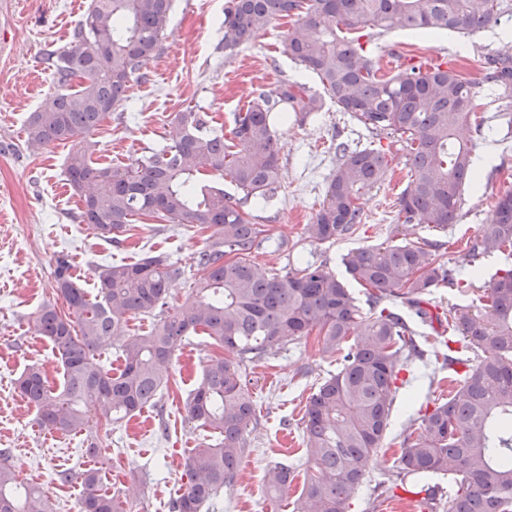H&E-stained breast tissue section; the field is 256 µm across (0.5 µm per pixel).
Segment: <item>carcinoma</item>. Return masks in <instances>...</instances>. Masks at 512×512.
Instances as JSON below:
<instances>
[{"mask_svg":"<svg viewBox=\"0 0 512 512\" xmlns=\"http://www.w3.org/2000/svg\"><path fill=\"white\" fill-rule=\"evenodd\" d=\"M171 0H91L68 43L44 54L55 92L26 122L27 146L73 143L66 180L82 202L81 221L119 241L126 226L152 216L171 224L214 229L198 256L199 278L182 305L167 302L168 283L180 267L158 254L134 263L95 268L92 300L73 277L65 256L56 261L55 290L63 308L46 304L33 320L36 333L62 362L60 390L30 367L16 381L40 425L70 433L91 427L100 404L112 422L154 403L174 352L202 334L224 348L209 358L185 404L186 416L218 435L194 451L189 482L171 512H200L237 474L244 435L256 419L242 365L317 333L322 352L339 355L305 406L307 454L314 473L305 477L294 512H346L373 458L383 447L397 380L411 356H423L399 309L433 322L422 308L434 288L464 287L482 277L479 259L512 249V191L498 197L492 222L468 251L467 277L438 263L431 241H401L358 248L342 258L351 280L369 290L361 314L344 282L323 265L306 262L284 274L259 273L251 254L263 230L244 208L280 187V152L273 116L292 112L299 122L321 111L323 97L286 80L260 91L234 113L231 138L210 129L207 115L192 109L176 120L172 144L123 167L94 166L89 135L127 100L131 79L158 54L167 34ZM512 16V0H227L224 51L252 41L278 17H296L285 50L312 72L339 111L370 133L399 143L410 182L399 197L398 221L444 231L459 217L466 188H477L473 144L458 130L474 109L478 87L512 100V37L484 55L481 81H470L444 63L425 58L395 74L382 73L370 45L374 32L406 29L436 35H468ZM338 163L320 209L309 225L319 242L354 233L363 220L359 194L380 184L391 155L377 148L336 145ZM205 172L227 176L237 198L199 184ZM138 315L156 318L146 334H132ZM441 337L448 377L466 371L448 399L426 412L418 431L401 444L406 476L449 477L455 485L448 512H512V265L495 273L479 303L459 304ZM105 341L116 343L123 366L112 373L91 363ZM459 342L457 349L452 344ZM0 449V512H53L38 486H23ZM79 512H123L120 497L100 488L96 469L79 474ZM291 471H268L270 491L281 493Z\"/></svg>","mask_w":512,"mask_h":512,"instance_id":"carcinoma-1","label":"carcinoma"}]
</instances>
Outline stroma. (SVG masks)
<instances>
[{
	"label": "stroma",
	"instance_id": "stroma-1",
	"mask_svg": "<svg viewBox=\"0 0 512 512\" xmlns=\"http://www.w3.org/2000/svg\"><path fill=\"white\" fill-rule=\"evenodd\" d=\"M89 0H0V448L27 484L41 486L56 512H78L80 482L59 484L57 471L99 469L101 487L117 492L133 487L124 512H169L187 482L186 460L195 449L215 443L213 431L187 419L184 402L198 386L208 358L217 346L208 337H189L175 352L169 381L156 401L137 415L90 432L48 434L33 407L21 399L16 381L30 366L39 367L52 387H59L58 352L31 327L44 303L56 302L54 269L68 255L72 274L88 296H96V266L133 263L164 254L183 270L170 283L168 301L184 302L196 275L198 251L211 229L179 224L129 225L126 239L114 244L79 218L77 195L65 191L64 167L71 147L53 144L31 150L25 145L30 112L50 98L52 78L40 62L45 50L64 46L80 21L74 4ZM225 0H172L167 35L145 77H134L128 98L92 135L93 162L124 165L148 150L171 144L178 134V112H207L230 128L233 114L259 90L289 80L321 92L318 78L284 51L283 36L293 21L277 18L251 43L233 53L224 50ZM502 25L492 24L468 36L442 33L432 40L396 29L378 36L372 48L383 71L394 70L398 57L432 56L455 66L470 79L480 78L485 52L498 46ZM281 158V188L267 202L252 207L264 240L253 260L262 273L291 270L301 261L324 264L345 277L347 252L403 238L436 239L439 263L465 264L467 242L475 240L493 218L497 197L512 189V114L499 111L490 97L477 98V108L462 127L481 160L480 186L466 191L457 223L442 232L396 220L397 200L410 173L395 155L388 177L360 199L364 220L351 237L318 242L307 226L324 199L326 183L336 167L335 146L388 148V139L372 135L333 101L305 122L276 125ZM493 154H486V147ZM423 357H411L401 371L390 426L359 493L347 512H446L451 484L435 477L418 483L399 474L400 445L420 424L423 411L448 396V372L436 370L442 352L437 327L412 319ZM338 367L335 356L322 353L314 339L288 343L273 355L247 364L248 388L256 420L244 436L245 454L235 479L224 486L203 512H293L303 484L306 434L303 414L317 385ZM95 435L96 456L85 452L87 435ZM276 466L292 468L295 479L280 496L267 489V473Z\"/></svg>",
	"mask_w": 512,
	"mask_h": 512
}]
</instances>
